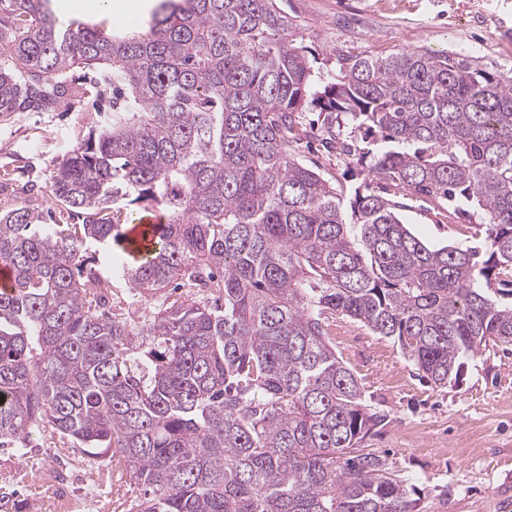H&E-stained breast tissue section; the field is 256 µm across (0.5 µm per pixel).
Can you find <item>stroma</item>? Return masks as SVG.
I'll return each instance as SVG.
<instances>
[{
	"label": "stroma",
	"mask_w": 512,
	"mask_h": 512,
	"mask_svg": "<svg viewBox=\"0 0 512 512\" xmlns=\"http://www.w3.org/2000/svg\"><path fill=\"white\" fill-rule=\"evenodd\" d=\"M61 24L105 20L110 33L144 30L156 0H56ZM297 25L315 70L326 72L344 55L384 56L398 50L455 51L483 67L512 68V0H277ZM83 70L72 76L74 94L43 111L0 121V213L22 206L50 211V181L66 150L111 118L112 92L80 95ZM297 158L333 184L343 201L355 191L378 193L357 155L326 153L304 139ZM399 215L426 244L472 246L485 236V216L449 223L443 212L408 201ZM86 257L112 278L122 304L150 314L187 297L168 289L151 297L130 292L106 250L90 244ZM330 341L357 377L364 399L387 423L364 440L392 471L415 486L419 512H512V345L491 346L467 360L459 381L430 386L393 340L336 315ZM0 512H124L138 492L108 461L81 463L49 435H34L29 457L0 449Z\"/></svg>",
	"instance_id": "stroma-1"
}]
</instances>
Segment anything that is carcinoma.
I'll return each instance as SVG.
<instances>
[{
    "label": "carcinoma",
    "mask_w": 512,
    "mask_h": 512,
    "mask_svg": "<svg viewBox=\"0 0 512 512\" xmlns=\"http://www.w3.org/2000/svg\"><path fill=\"white\" fill-rule=\"evenodd\" d=\"M0 120L112 88L110 128L54 168V223L0 214V448L49 429L143 493L128 512H417L413 488L361 447L366 404L328 337L341 314L394 340L437 388L488 343L512 345V71L454 52L346 56L325 74L276 0H158L149 28L62 27L51 0H0ZM364 130L390 195L336 188L295 157L304 113ZM398 196L479 209L478 246L431 248ZM155 214L136 259L120 218ZM82 220L76 224L74 220ZM122 257L141 295L195 296L152 317L112 312L84 258Z\"/></svg>",
    "instance_id": "cac0c4a2"
}]
</instances>
